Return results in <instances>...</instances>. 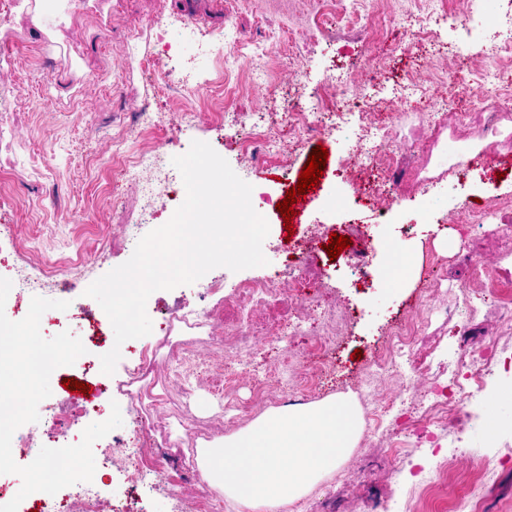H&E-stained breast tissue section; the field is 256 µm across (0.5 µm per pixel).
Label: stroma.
<instances>
[{
	"instance_id": "obj_1",
	"label": "stroma",
	"mask_w": 512,
	"mask_h": 512,
	"mask_svg": "<svg viewBox=\"0 0 512 512\" xmlns=\"http://www.w3.org/2000/svg\"><path fill=\"white\" fill-rule=\"evenodd\" d=\"M0 8L10 31L0 35V73L12 106V135L0 148V277L54 262L70 288L66 301H79L91 283L132 256L139 236L170 220L184 193L170 180L172 159L199 140L260 188L252 205L270 227L263 243L267 267L304 252L308 279L316 281L311 288L308 279L299 280L297 304L278 303L258 315L262 322H302L304 334L280 343L258 339L246 359L215 348L211 327L166 325L173 311L201 305L211 310L212 327L232 325L235 311L225 295L264 269L220 267L205 276L221 283L220 294L203 297L197 283L151 294L146 310L152 332L120 346L114 374L96 367L83 375L69 365L51 378L49 403L80 398L100 422L112 404H127L144 388L152 394L143 415L164 426L166 455L144 449V488L125 485L117 469L97 467L94 479L104 498L122 491L127 512H196L176 507L170 491L185 468L196 467L200 446L244 431L289 401L315 405L342 396L357 410L355 447L297 503V512H336L349 486L357 499L347 512H359L364 503L379 512H455L461 493L473 497L477 512H512V393L506 391L512 385V329L500 322L501 304L512 305V252L501 245L500 218L512 213V120L495 136L497 161L476 166L472 159L482 142L457 141L453 129L428 115L444 97L468 111L484 106L472 88L486 73L512 84V60H494L486 51L500 20L512 16V0H491L476 30L461 21L466 0H44L37 15L20 0H0ZM448 13L459 16L456 26L435 24L436 15ZM349 25L360 28L358 39L337 40V29ZM226 30L234 41L220 56L199 54L200 36ZM458 45L466 46V61L453 57ZM174 69L207 80V91L161 90L165 73ZM339 74L350 78L340 91L331 84ZM313 94L331 109L350 100L352 123L366 112L392 122L391 153L357 167L350 163L356 143L343 133L285 130L277 157L253 163L246 153L247 115L287 112ZM116 135L128 139L127 160L159 151L152 198L128 185L122 205L113 206ZM318 147L328 151L323 176L296 200L293 227L285 229L275 204L281 181H297ZM375 185L398 188L396 226L378 217ZM330 197L336 200L332 210L325 205ZM475 198L493 209V217L478 226H449V210ZM116 224L136 225V236L113 234ZM314 228L349 237L351 245L333 260L306 250ZM396 253L434 257L430 284L410 271L399 283L383 280ZM479 259L497 264V290L474 280ZM354 260L368 270L367 280L347 272ZM418 320L424 329L412 337L411 350L419 372L407 410H429L437 387L451 381L463 393L431 442L419 448L406 443L396 456L392 432L403 419L390 415L379 425L371 419L373 394L395 387L396 377L370 373L369 366L399 328ZM488 344L502 359L492 378L478 386L462 373L449 377V361ZM143 347L155 350L157 364L134 383ZM315 353L329 369L311 391L294 394L276 367L288 363L289 375H298L306 355ZM228 372L239 375L233 396L245 407L235 417L225 414L217 393ZM76 377L89 384V393L67 387ZM458 435L469 456L449 463L443 496L434 502L413 495L423 472L447 455Z\"/></svg>"
}]
</instances>
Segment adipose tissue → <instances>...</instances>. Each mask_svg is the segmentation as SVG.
<instances>
[{
	"mask_svg": "<svg viewBox=\"0 0 512 512\" xmlns=\"http://www.w3.org/2000/svg\"><path fill=\"white\" fill-rule=\"evenodd\" d=\"M358 432L352 403L335 397L288 406L197 451L204 481L240 512H292L293 505L351 454Z\"/></svg>",
	"mask_w": 512,
	"mask_h": 512,
	"instance_id": "obj_1",
	"label": "adipose tissue"
}]
</instances>
